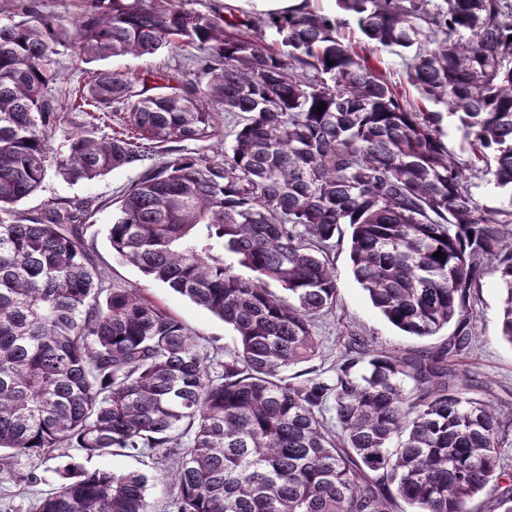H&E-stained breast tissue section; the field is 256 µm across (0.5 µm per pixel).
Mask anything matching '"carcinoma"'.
<instances>
[{"label": "carcinoma", "mask_w": 512, "mask_h": 512, "mask_svg": "<svg viewBox=\"0 0 512 512\" xmlns=\"http://www.w3.org/2000/svg\"><path fill=\"white\" fill-rule=\"evenodd\" d=\"M313 2L238 21L175 0H79L71 30L20 0L25 18L0 25V481H37L22 458L66 459L32 512H152L146 474L80 462L112 455L175 461L168 512H390L393 488L414 512H468L482 493L512 512V415L452 364L490 269L512 344V0H336L365 48L400 57L419 104ZM164 47L161 69L58 87L65 53ZM229 120L221 158L185 151ZM128 167L140 173L108 228L113 256L232 325L222 361L104 278L84 229L108 201L16 209L52 168L94 180ZM473 179L508 191L503 204L481 205ZM343 244L392 325L455 334L406 354L352 336L334 376L293 382L319 355Z\"/></svg>", "instance_id": "cac0c4a2"}]
</instances>
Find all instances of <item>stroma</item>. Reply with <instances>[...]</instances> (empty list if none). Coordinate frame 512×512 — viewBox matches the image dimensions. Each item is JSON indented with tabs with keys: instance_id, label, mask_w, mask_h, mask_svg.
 I'll list each match as a JSON object with an SVG mask.
<instances>
[{
	"instance_id": "35a3bbf8",
	"label": "stroma",
	"mask_w": 512,
	"mask_h": 512,
	"mask_svg": "<svg viewBox=\"0 0 512 512\" xmlns=\"http://www.w3.org/2000/svg\"><path fill=\"white\" fill-rule=\"evenodd\" d=\"M170 57V50L165 48L151 57L118 56L77 66L64 59L60 62V80L65 85L74 86L87 81L97 70H111L134 77L164 65ZM137 176V170L121 168L92 181H73L52 171L48 173L42 189L20 202L19 208L26 212L33 211L49 201L73 197H97L113 201L119 198ZM111 221V209L100 210L92 226L85 231L86 240L94 247V259L106 275L113 281L140 289L144 295L165 307L198 335L200 345L209 355L220 358L225 350L234 348L236 338L230 326L196 306L187 297L148 279L137 268L121 263L113 256L107 240V226ZM335 265L336 308L320 321L322 355L312 360L313 368L326 375H334L336 360L343 352L348 337L353 334L373 338L377 344L402 352L436 347L452 336L453 331L449 328L438 335L424 338L404 334L373 308L366 292L353 276L347 251L336 252ZM500 302L498 276L493 272L487 273L481 282L478 297L471 306L472 343L456 357L455 365L458 371L470 379L490 383L499 407L512 412V344L500 336ZM84 465L89 469L110 467L150 474L152 481L148 495L158 505L164 504L170 493V478L164 477L161 469L153 467L150 459L145 457H93L86 459ZM20 469L35 472L40 481L28 486L0 484V512H29L32 500L49 490L55 480L54 473L47 471L45 465L35 458L23 460Z\"/></svg>"
}]
</instances>
